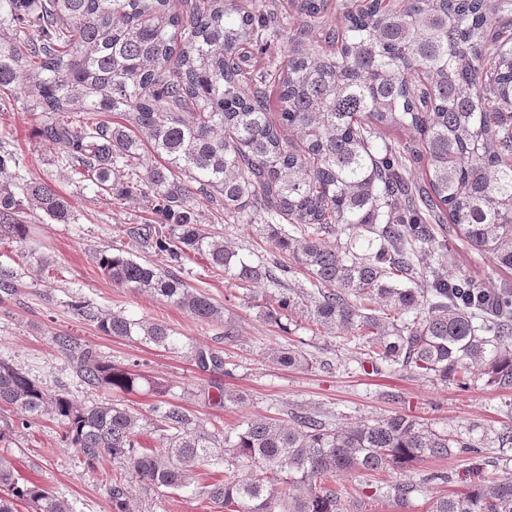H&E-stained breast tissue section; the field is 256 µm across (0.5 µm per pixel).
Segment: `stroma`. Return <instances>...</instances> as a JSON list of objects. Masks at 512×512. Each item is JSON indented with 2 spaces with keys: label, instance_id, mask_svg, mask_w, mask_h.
<instances>
[{
  "label": "stroma",
  "instance_id": "obj_1",
  "mask_svg": "<svg viewBox=\"0 0 512 512\" xmlns=\"http://www.w3.org/2000/svg\"><path fill=\"white\" fill-rule=\"evenodd\" d=\"M38 118L23 112L19 103L0 108V135L20 158L30 178L44 179L66 196L73 207L71 223L59 224L38 210H28V238L20 243H0V267L22 269L30 254H47L54 261L52 275L23 276L17 294L0 297V358L29 371L50 390L64 391L78 399H98V391L82 385L69 358L55 338L76 337L115 364H136L139 372L158 378L167 388V398L201 419L206 427L235 428L245 418H286L302 408L326 413L334 427L350 426L371 419L403 414L435 427L476 425L487 429L512 424V388L490 385L485 375L474 374L469 385L459 387L386 366L372 368L354 347L338 338L310 330L305 316H295L288 330L266 319L267 297H279V289L228 288L223 276L213 273L206 260L197 258L175 268L188 286L210 295L220 307V319L201 323L185 310L161 301L150 293L120 287L106 278L98 264L99 251L123 253L159 268L171 267L165 253L142 247L116 230L151 220L152 215L137 200H116L98 195L78 183L70 172L56 167L54 147L39 138ZM199 219L208 232L223 236L252 263L269 258L273 245L254 224H227L221 208L211 199L195 200ZM449 277L464 276L481 287L496 290L499 279L487 257L478 255L463 240L452 239L441 258ZM93 307L163 323L179 337L178 351L169 352L127 339L105 335L95 323L76 315L73 301ZM233 328L234 341L224 339ZM292 345L307 358L298 368H284L267 359L266 349ZM223 351V373L200 371L192 359L196 348ZM223 389L229 400L224 406L210 404L208 392ZM0 460L10 464L22 478L35 481L56 495L73 501L76 512H112L101 478L111 472L110 458L95 468L80 464L68 447L59 424L45 418L30 420L0 442ZM506 465L512 472V448L485 449L480 457L461 454L449 459H429L404 470L376 473H342L330 485L340 497L343 512H400L392 501L377 496V488L400 481H419L437 469H446L447 484H429L412 499L408 512H427L432 497L464 488L476 463ZM135 512H224L223 508L185 494L162 489L132 491Z\"/></svg>",
  "mask_w": 512,
  "mask_h": 512
}]
</instances>
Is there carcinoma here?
<instances>
[{"mask_svg":"<svg viewBox=\"0 0 512 512\" xmlns=\"http://www.w3.org/2000/svg\"><path fill=\"white\" fill-rule=\"evenodd\" d=\"M508 6L344 0L339 31L328 24V0H181L178 9L171 0H0V99L40 116L39 137L55 145L61 169L103 196L143 201L161 223L121 232L175 265L202 255L236 288L280 286L300 271L310 287L279 296L278 317L291 319L302 304L317 331L354 345L373 366L459 386L479 371L509 388L512 31L499 26ZM284 32L288 59L252 65L253 50ZM397 129L414 131L417 144L386 141ZM199 194L222 197L226 222L263 221L272 258L249 263L207 232L194 207ZM401 197L412 204L408 220ZM26 204L59 224L73 218L52 183L25 178L19 158L0 152V240L27 235ZM346 231L349 242L330 244ZM453 235L502 273L495 306L472 298L473 281L427 263ZM98 263L119 286L201 322L221 317L208 294L170 270L107 250ZM72 308L108 336L177 347L161 323L84 301ZM56 345L84 385L128 394L145 383L158 396L148 415L112 399L87 403L0 359V410L23 426L34 416L57 422L88 468L105 456L120 464L102 479L112 512H130L131 475L146 492H189L225 512H341L336 491L322 485L339 473L512 448L509 424L475 438L473 425L438 430L401 414L333 428L299 411L290 424L253 417L221 437L165 400L163 384L70 336ZM267 354L285 367L308 363L291 347ZM194 357L199 368L224 372L220 353L197 349ZM152 430L164 432V447L141 445ZM221 465L259 473L196 481ZM420 489L396 482L386 497L405 508ZM20 503L74 512L0 461V512ZM429 512H512V473L486 469L477 483L434 497Z\"/></svg>","mask_w":512,"mask_h":512,"instance_id":"cac0c4a2","label":"carcinoma"}]
</instances>
